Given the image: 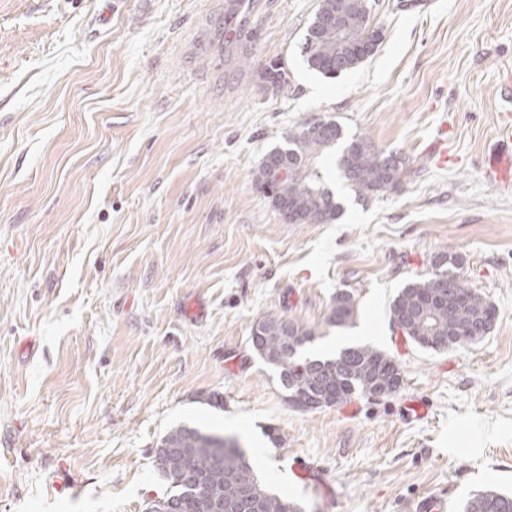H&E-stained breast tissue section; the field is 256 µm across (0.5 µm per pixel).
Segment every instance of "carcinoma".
I'll return each instance as SVG.
<instances>
[{
	"label": "carcinoma",
	"mask_w": 512,
	"mask_h": 512,
	"mask_svg": "<svg viewBox=\"0 0 512 512\" xmlns=\"http://www.w3.org/2000/svg\"><path fill=\"white\" fill-rule=\"evenodd\" d=\"M340 10L350 18L348 36L327 25ZM379 40L378 29L371 24L370 0H319L307 26L302 57L309 69L334 79L363 64L372 53L368 44L376 46ZM262 77L277 94L290 85L277 62L265 67ZM340 141L343 147L337 168L358 198L394 191L402 184L408 167L404 156L395 159V152L378 149L363 137H347L337 121L323 119L299 126L288 133L284 146L269 150L253 172L255 186L275 208L291 207L300 224L337 219L343 205L325 187L312 163ZM283 159L291 170L287 177L275 180L272 166ZM443 258L448 259V281L431 271L401 288L390 306L391 326L401 328L406 340L436 352L482 339L490 333L496 316L493 305L465 281L459 255L443 251L430 264ZM355 310L353 293L337 292L326 325L346 326L353 321ZM320 336L318 329L283 315H265L254 322L249 343L265 363L279 369L281 383L305 402L306 411L341 404L356 395L372 397L383 387L400 389L402 377L395 358L367 344L346 346L334 357L288 356V350H299ZM171 448L193 452L176 456L169 452ZM152 463L166 490L147 503L146 512H213L216 503L232 512H304L299 501L262 485L255 464L234 438L180 425L159 439ZM179 469L190 471L191 481H174L172 474ZM462 512H512V493L493 488L478 491L465 500Z\"/></svg>",
	"instance_id": "cac0c4a2"
}]
</instances>
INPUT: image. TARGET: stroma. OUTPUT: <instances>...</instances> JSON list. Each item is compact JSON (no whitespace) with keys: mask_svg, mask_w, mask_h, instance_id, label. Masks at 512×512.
Returning a JSON list of instances; mask_svg holds the SVG:
<instances>
[{"mask_svg":"<svg viewBox=\"0 0 512 512\" xmlns=\"http://www.w3.org/2000/svg\"><path fill=\"white\" fill-rule=\"evenodd\" d=\"M227 2L0 0V512H145L180 424L239 438L306 512L512 492V189L483 177L512 131V0H378L376 53L335 79L301 56L318 0H247L238 38ZM324 118L408 173L361 200L329 150L343 215L286 223L252 172ZM446 249L497 316L435 352L393 333L389 305ZM341 289L355 321L325 327ZM267 314L324 327L310 356H395L400 390L298 410L249 346Z\"/></svg>","mask_w":512,"mask_h":512,"instance_id":"35a3bbf8","label":"stroma"}]
</instances>
